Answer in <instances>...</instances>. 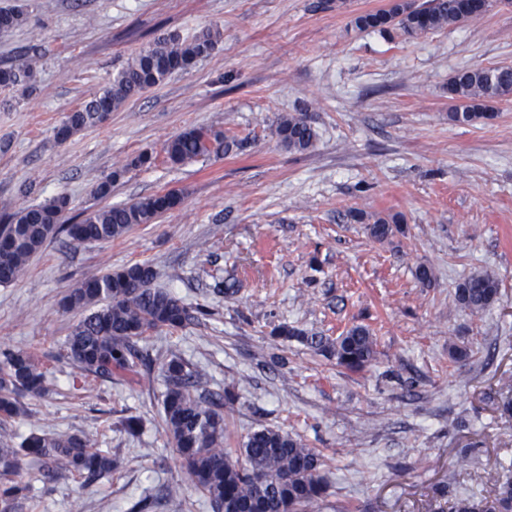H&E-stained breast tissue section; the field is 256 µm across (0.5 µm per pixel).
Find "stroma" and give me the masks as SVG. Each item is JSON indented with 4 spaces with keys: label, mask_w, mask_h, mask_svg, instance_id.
<instances>
[{
    "label": "stroma",
    "mask_w": 512,
    "mask_h": 512,
    "mask_svg": "<svg viewBox=\"0 0 512 512\" xmlns=\"http://www.w3.org/2000/svg\"><path fill=\"white\" fill-rule=\"evenodd\" d=\"M388 0H0L25 6V23L0 32V65L27 48L40 60L34 89L0 90V225L60 194L66 220L101 207L96 185L117 174L108 201L132 203L177 190L180 206L108 243L48 241L26 274L0 285V346L50 358V391L27 398L18 434L80 433L116 451L112 475L89 486L35 481L11 512H212L185 488L163 487L179 461L160 428L159 364L201 366L213 391L235 389L224 409L232 442L279 427L318 449L328 489L311 512H448L449 496H492L512 459V418L497 404L512 385V96L494 119L448 120V79L467 66L512 65V0L462 26L391 39L357 30L356 16ZM216 26L210 57L129 99L98 126L58 143L54 129L146 44ZM306 111L307 151L279 143L278 118ZM191 127L236 143L181 167L169 140ZM150 153V164L135 160ZM401 215L404 230L374 242L349 219ZM134 263L155 287L191 307L199 323L142 343L153 362L138 373L85 378L62 355L82 313L61 299L88 277ZM433 272L430 286L416 278ZM501 281L502 300L472 315L455 300L477 270ZM236 293L215 295L216 281ZM287 324L336 338L368 326L369 371L352 374ZM469 349L458 364L450 346ZM140 417L139 437L118 426Z\"/></svg>",
    "instance_id": "obj_1"
}]
</instances>
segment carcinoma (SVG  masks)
<instances>
[{"label": "carcinoma", "mask_w": 512, "mask_h": 512, "mask_svg": "<svg viewBox=\"0 0 512 512\" xmlns=\"http://www.w3.org/2000/svg\"><path fill=\"white\" fill-rule=\"evenodd\" d=\"M490 6V0H424L420 5L416 0H390L388 8L359 15L354 24L360 30L398 32L411 38L461 25ZM25 19L22 6L0 9V30L17 27ZM220 39L219 28H206L190 40L170 34L141 49L108 85L60 122L55 128L57 142L63 144L80 130L99 125L104 115L130 98L209 57ZM35 68V56L27 51L19 54L15 62L0 67V88L33 87ZM448 95L450 121L473 125L491 119L488 103L512 96V65L458 70L448 79ZM274 134L284 147L298 152L309 149L315 136L305 112L280 117ZM229 149L221 132L192 127L172 138L165 152L175 166ZM180 203L174 191L157 193L131 204L103 206L75 224L61 223L69 206L64 196L24 207L0 228V284L21 278L31 257L53 238L109 242L135 224L153 223ZM368 231L374 241L384 243L401 227L394 217H378ZM155 278L152 265L135 263L86 278L63 299L64 310L85 312L64 342L67 358L80 375L110 379L117 371L135 373L152 362L140 349V341L157 330L183 329L205 315L171 292L152 287ZM455 298L469 314H482L500 301V281L492 271L472 273L458 283ZM277 335L301 337L314 352L334 359L336 367L350 373L365 371L376 357L375 340L363 325H354L333 340L285 325L278 327ZM160 372L165 384L161 428L178 454L181 471V477L166 486L167 498L179 497L188 484L206 497L212 512H305L325 494L321 455L300 436L262 427L231 448L224 434V406L234 404L238 393L230 388L222 393L204 389L205 372L179 357L161 362ZM50 374L47 362L21 350L0 348V424L26 417L24 398L47 392ZM23 457L40 462L39 480L45 485L63 473L91 484L117 467L110 451L91 447L80 434L5 431L0 434V502L7 507L31 490L21 474ZM505 471L493 498L478 502L470 496L450 498L448 512H512V467Z\"/></svg>", "instance_id": "cac0c4a2"}]
</instances>
